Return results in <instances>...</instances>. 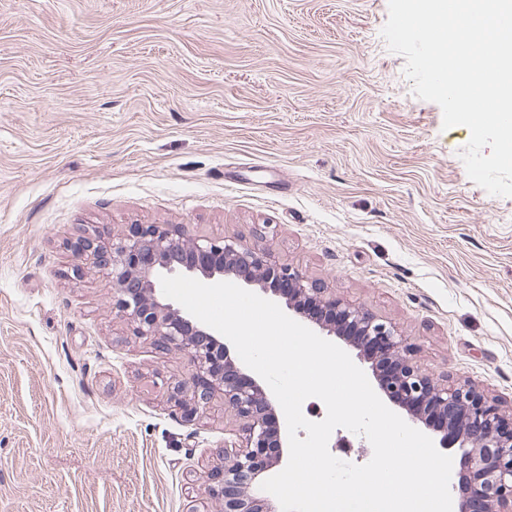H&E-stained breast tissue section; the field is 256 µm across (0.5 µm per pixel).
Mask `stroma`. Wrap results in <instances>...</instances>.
I'll return each instance as SVG.
<instances>
[{"label": "stroma", "mask_w": 512, "mask_h": 512, "mask_svg": "<svg viewBox=\"0 0 512 512\" xmlns=\"http://www.w3.org/2000/svg\"><path fill=\"white\" fill-rule=\"evenodd\" d=\"M388 0H0V512H217L242 423L188 422L78 227L180 224L299 269L512 412V197L415 97ZM254 184L234 185L242 171Z\"/></svg>", "instance_id": "stroma-1"}]
</instances>
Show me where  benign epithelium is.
I'll use <instances>...</instances> for the list:
<instances>
[{
	"instance_id": "1",
	"label": "benign epithelium",
	"mask_w": 512,
	"mask_h": 512,
	"mask_svg": "<svg viewBox=\"0 0 512 512\" xmlns=\"http://www.w3.org/2000/svg\"><path fill=\"white\" fill-rule=\"evenodd\" d=\"M76 268L106 271L112 300L136 336L163 350L186 355L192 373L167 387L183 417L194 421L216 398L231 408L247 431L245 446L224 442V463L205 493L220 512H275L251 489L278 466L286 439L270 432L278 401L258 375L238 364L219 332L198 325L162 292L160 277L182 274L206 284L232 282L285 301L292 316L308 321V307L323 310L312 324L344 337L361 360L371 362L378 389L405 412L408 422L440 434L439 446L460 456L458 512H512V418L476 386L437 384L412 361L404 339L369 311L326 294L302 272L278 264L263 251L223 238H186L181 227L135 224L119 238L82 236L72 245Z\"/></svg>"
}]
</instances>
